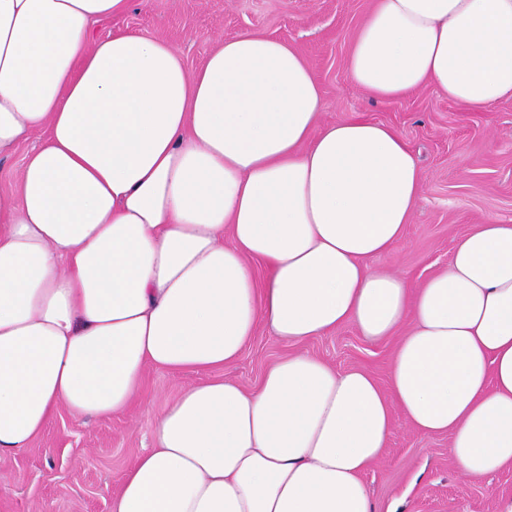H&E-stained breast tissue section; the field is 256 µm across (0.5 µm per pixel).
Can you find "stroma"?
Here are the masks:
<instances>
[{"instance_id": "35a3bbf8", "label": "stroma", "mask_w": 512, "mask_h": 512, "mask_svg": "<svg viewBox=\"0 0 512 512\" xmlns=\"http://www.w3.org/2000/svg\"><path fill=\"white\" fill-rule=\"evenodd\" d=\"M374 0H131L122 16L98 23L94 35L147 32L173 46L196 69L216 39L244 31L291 44L322 91V121L362 114L397 129L426 178L411 224L391 253L370 259L419 285L448 265L456 241L487 217L512 219V99L467 111L431 90L398 101L372 100L350 81L352 39ZM396 338L371 341L355 325L286 344L259 326L237 363L217 376L254 386L273 361L303 350L337 369L359 367L387 386ZM196 371H147L138 395L108 418H75L59 410L28 448L0 461V512H110L123 475L152 446L165 402L202 380ZM380 459L363 480L379 508L397 512H498L512 498V467L478 484L466 482L448 456L450 437L422 435L402 415Z\"/></svg>"}]
</instances>
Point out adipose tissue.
<instances>
[{"label": "adipose tissue", "mask_w": 512, "mask_h": 512, "mask_svg": "<svg viewBox=\"0 0 512 512\" xmlns=\"http://www.w3.org/2000/svg\"><path fill=\"white\" fill-rule=\"evenodd\" d=\"M129 5L0 0V158L47 133L0 198V457L59 408L124 409L146 369L233 366L259 325L288 344L351 323L399 336L388 390L306 352L251 388L194 384L111 512H380L361 475L398 413L450 433L467 482L512 466V220L416 287L369 266L424 182L405 137L322 124L307 61L266 35L217 39L192 71L149 33L94 39ZM347 72L375 99H512V0H375Z\"/></svg>", "instance_id": "1"}]
</instances>
